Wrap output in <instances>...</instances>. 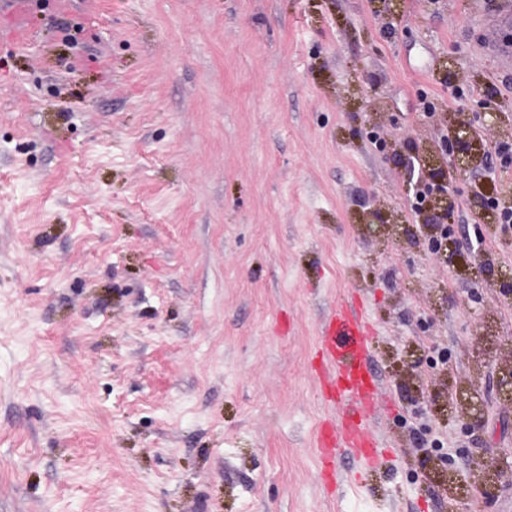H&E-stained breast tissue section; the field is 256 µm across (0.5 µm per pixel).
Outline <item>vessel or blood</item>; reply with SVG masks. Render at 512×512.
I'll return each instance as SVG.
<instances>
[{
	"label": "vessel or blood",
	"instance_id": "vessel-or-blood-1",
	"mask_svg": "<svg viewBox=\"0 0 512 512\" xmlns=\"http://www.w3.org/2000/svg\"><path fill=\"white\" fill-rule=\"evenodd\" d=\"M14 25L0 30V47L18 46L29 33L28 15L32 0H12ZM512 23V0L489 22L486 41L488 53L502 64H512V45L496 36L497 28ZM372 328L362 315L353 296L337 298L335 305L320 327L319 349L322 360L323 385L332 400L342 405L335 423L326 425L317 434L314 444L331 479H338V463L350 457L362 467L379 464L380 443L371 431L368 412L376 388V378L370 363Z\"/></svg>",
	"mask_w": 512,
	"mask_h": 512
}]
</instances>
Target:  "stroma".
<instances>
[{"instance_id": "stroma-1", "label": "stroma", "mask_w": 512, "mask_h": 512, "mask_svg": "<svg viewBox=\"0 0 512 512\" xmlns=\"http://www.w3.org/2000/svg\"><path fill=\"white\" fill-rule=\"evenodd\" d=\"M495 2L39 0L0 50V512L512 507V228L474 196L512 144ZM460 117L478 163L441 257L406 164ZM345 292L386 460L332 486L316 353Z\"/></svg>"}]
</instances>
